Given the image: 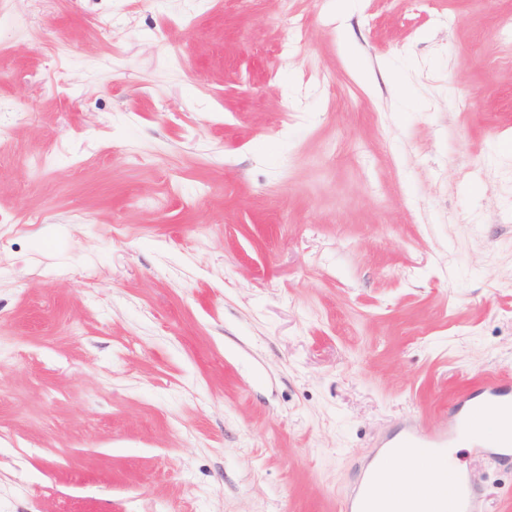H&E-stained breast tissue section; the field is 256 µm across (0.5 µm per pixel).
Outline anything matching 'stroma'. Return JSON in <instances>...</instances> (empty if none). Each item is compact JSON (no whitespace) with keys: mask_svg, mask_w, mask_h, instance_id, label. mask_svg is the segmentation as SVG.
<instances>
[{"mask_svg":"<svg viewBox=\"0 0 512 512\" xmlns=\"http://www.w3.org/2000/svg\"><path fill=\"white\" fill-rule=\"evenodd\" d=\"M336 4L0 0V512H339L512 379V0ZM371 481L369 478H365V473L360 478V481L357 483L355 488L353 489L350 497L347 501L342 505L341 512H366L363 510L364 503L371 496Z\"/></svg>","mask_w":512,"mask_h":512,"instance_id":"stroma-1","label":"stroma"}]
</instances>
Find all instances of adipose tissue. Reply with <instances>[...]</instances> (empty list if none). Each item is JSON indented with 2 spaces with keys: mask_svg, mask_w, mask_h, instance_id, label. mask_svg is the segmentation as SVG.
<instances>
[{
  "mask_svg": "<svg viewBox=\"0 0 512 512\" xmlns=\"http://www.w3.org/2000/svg\"><path fill=\"white\" fill-rule=\"evenodd\" d=\"M441 465L432 461L418 467L395 457L377 469L378 489L368 512H429L438 487Z\"/></svg>",
  "mask_w": 512,
  "mask_h": 512,
  "instance_id": "ef3b65f1",
  "label": "adipose tissue"
}]
</instances>
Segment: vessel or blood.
I'll return each mask as SVG.
<instances>
[{
    "instance_id": "vessel-or-blood-1",
    "label": "vessel or blood",
    "mask_w": 512,
    "mask_h": 512,
    "mask_svg": "<svg viewBox=\"0 0 512 512\" xmlns=\"http://www.w3.org/2000/svg\"><path fill=\"white\" fill-rule=\"evenodd\" d=\"M477 393L483 398L481 407L460 417L450 428L432 432L414 423L403 427L396 438L386 441L382 450L371 460V467L385 465L393 453L400 451L414 465L427 458H441L449 448L482 434L483 411L512 405V384L502 381L496 373L489 372L482 377ZM444 487L451 512H482L483 493L467 473L449 470L444 478ZM371 491L370 479L361 478L342 505L341 512H364V503L370 498Z\"/></svg>"
}]
</instances>
